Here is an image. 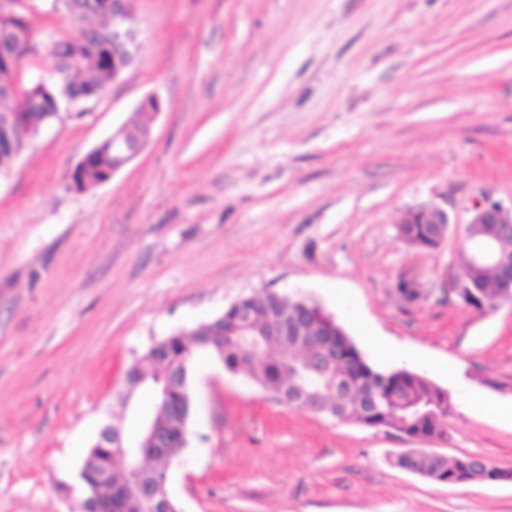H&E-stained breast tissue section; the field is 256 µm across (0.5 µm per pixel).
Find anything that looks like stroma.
Returning a JSON list of instances; mask_svg holds the SVG:
<instances>
[{
  "instance_id": "obj_1",
  "label": "stroma",
  "mask_w": 512,
  "mask_h": 512,
  "mask_svg": "<svg viewBox=\"0 0 512 512\" xmlns=\"http://www.w3.org/2000/svg\"><path fill=\"white\" fill-rule=\"evenodd\" d=\"M135 64L0 172V512H77L84 427L154 416L126 372L154 343L266 291L319 306L377 369L367 322L512 401V301L445 290L475 206L512 208V0H134ZM152 137L108 182L68 174L138 103ZM447 201L434 250L398 237ZM418 292L410 299L401 282ZM457 406L430 449L512 469V428ZM178 512H512V483L391 466L415 442L299 408L197 353Z\"/></svg>"
}]
</instances>
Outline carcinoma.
Returning <instances> with one entry per match:
<instances>
[{"instance_id": "obj_1", "label": "carcinoma", "mask_w": 512, "mask_h": 512, "mask_svg": "<svg viewBox=\"0 0 512 512\" xmlns=\"http://www.w3.org/2000/svg\"><path fill=\"white\" fill-rule=\"evenodd\" d=\"M94 16L95 24L74 38L52 35L49 43L58 60L55 78L47 85L27 83L21 78L27 46L41 43L33 20L22 10L0 16V171L12 167L29 139L19 136L24 127L30 135L52 120L54 106H77L84 97L101 98L112 79V10L98 7L101 0H73ZM152 113L137 112L127 125V139L136 141L151 126ZM79 173L80 189L101 183L115 159L112 151L89 150ZM431 225L415 219L398 226L406 244L425 248ZM468 302L491 308L501 293L498 277L489 270L473 280ZM252 325L247 331L236 325L237 309L227 307L224 316L200 324L187 332L169 336L151 346L127 372V398L141 386L153 390L154 423L163 435L177 441L187 432L192 402L189 369L194 353L215 355L230 372L244 371L262 387L279 393L296 390L311 402L312 411L338 420L353 421L371 428L393 429L408 438L427 442L444 432L454 414L451 397L440 395L424 375L406 368L382 371L369 364L342 328L334 327L327 353L309 349L302 337L273 329L262 300L251 298ZM173 448H151L146 454L149 471L166 467ZM467 456L445 461L447 474L458 483L467 480L494 482L500 468L491 466L485 474L465 473ZM108 457L92 445L82 471L104 467Z\"/></svg>"}]
</instances>
